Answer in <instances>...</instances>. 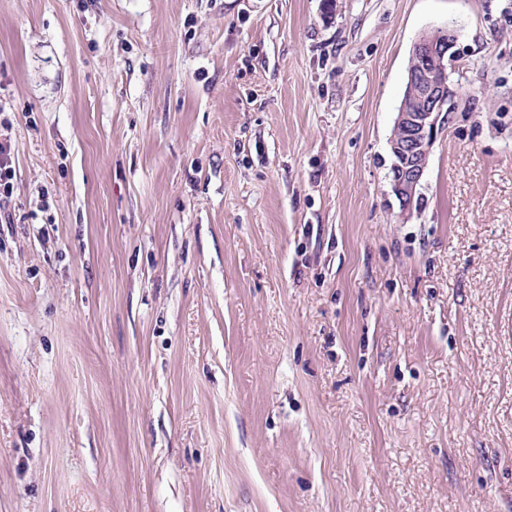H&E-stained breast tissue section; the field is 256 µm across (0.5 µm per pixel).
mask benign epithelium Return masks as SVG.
Instances as JSON below:
<instances>
[{
  "instance_id": "7a95c632",
  "label": "benign epithelium",
  "mask_w": 512,
  "mask_h": 512,
  "mask_svg": "<svg viewBox=\"0 0 512 512\" xmlns=\"http://www.w3.org/2000/svg\"><path fill=\"white\" fill-rule=\"evenodd\" d=\"M457 30L438 28L414 43L406 95L390 139L389 180L402 213L416 205L443 116L457 111V91L450 75L455 70Z\"/></svg>"
}]
</instances>
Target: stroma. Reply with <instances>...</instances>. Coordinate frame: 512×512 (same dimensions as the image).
<instances>
[{
  "instance_id": "stroma-1",
  "label": "stroma",
  "mask_w": 512,
  "mask_h": 512,
  "mask_svg": "<svg viewBox=\"0 0 512 512\" xmlns=\"http://www.w3.org/2000/svg\"><path fill=\"white\" fill-rule=\"evenodd\" d=\"M0 116V512H512V0H0ZM454 27L438 28L419 37L412 48L406 95L398 108L390 139L389 180L402 213L416 205L423 176L444 116L457 112V91L450 75L455 70L457 42ZM409 102H415L411 109ZM444 114V116H443ZM13 167L11 143H0V195L11 194L13 191Z\"/></svg>"
}]
</instances>
